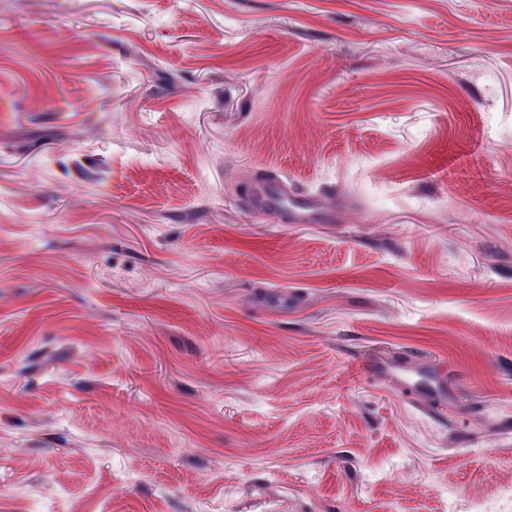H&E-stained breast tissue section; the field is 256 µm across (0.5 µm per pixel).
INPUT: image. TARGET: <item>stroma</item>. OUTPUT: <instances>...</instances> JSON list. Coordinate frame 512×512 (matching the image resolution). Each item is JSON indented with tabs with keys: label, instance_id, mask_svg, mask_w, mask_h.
<instances>
[{
	"label": "stroma",
	"instance_id": "stroma-1",
	"mask_svg": "<svg viewBox=\"0 0 512 512\" xmlns=\"http://www.w3.org/2000/svg\"><path fill=\"white\" fill-rule=\"evenodd\" d=\"M0 512H512V0H0ZM244 200L254 211L277 209L278 203H288V187L277 178L257 180L249 185Z\"/></svg>",
	"mask_w": 512,
	"mask_h": 512
}]
</instances>
